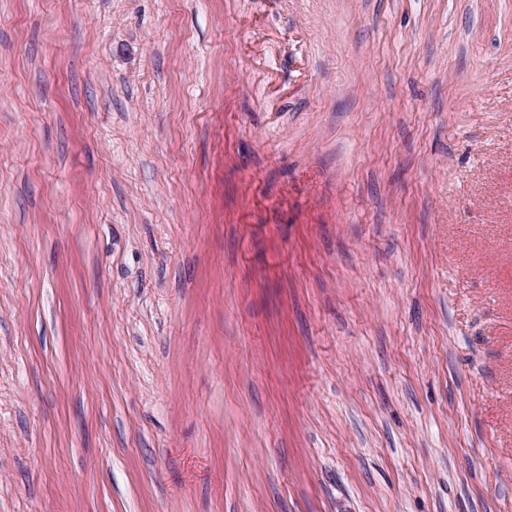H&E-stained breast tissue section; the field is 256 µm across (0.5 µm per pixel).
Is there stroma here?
I'll return each instance as SVG.
<instances>
[{"label":"stroma","mask_w":512,"mask_h":512,"mask_svg":"<svg viewBox=\"0 0 512 512\" xmlns=\"http://www.w3.org/2000/svg\"><path fill=\"white\" fill-rule=\"evenodd\" d=\"M0 512H512V0H0Z\"/></svg>","instance_id":"obj_1"}]
</instances>
